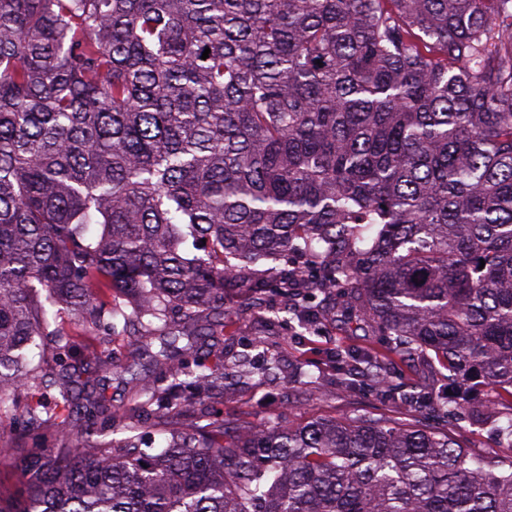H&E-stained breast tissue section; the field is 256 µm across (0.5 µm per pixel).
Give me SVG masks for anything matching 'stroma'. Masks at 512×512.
Returning <instances> with one entry per match:
<instances>
[{"label":"stroma","mask_w":512,"mask_h":512,"mask_svg":"<svg viewBox=\"0 0 512 512\" xmlns=\"http://www.w3.org/2000/svg\"><path fill=\"white\" fill-rule=\"evenodd\" d=\"M263 298L266 308L262 311L235 300L224 305L234 320L233 329L224 333V359L229 363L238 353H249L254 374L245 378L229 367L225 369L224 389L208 399V409L247 421L282 416L297 422L318 415L369 413L409 423L416 417L411 396L429 391L449 404H460V411L448 422V432L473 453L512 456V442L502 438L493 423L475 421L468 411L472 405H489L496 415L507 416L512 414L511 402L484 387L450 384L446 370L423 357L408 362L388 357L391 379L398 386L393 396L380 395L361 376L354 385H346L343 372L335 367L336 350L388 356L381 338L348 329L331 312L318 334L296 325L273 328L267 309L279 305L280 299L272 290L266 291ZM270 358L276 360L278 374L262 376L263 366Z\"/></svg>","instance_id":"1"}]
</instances>
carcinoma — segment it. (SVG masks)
Instances as JSON below:
<instances>
[{"instance_id":"1","label":"carcinoma","mask_w":512,"mask_h":512,"mask_svg":"<svg viewBox=\"0 0 512 512\" xmlns=\"http://www.w3.org/2000/svg\"><path fill=\"white\" fill-rule=\"evenodd\" d=\"M286 251L301 325L324 290L390 354L512 398V0H0V512H512V460L427 424L431 395L406 427L200 408L225 298ZM140 327L172 340L119 412L94 377L130 372L112 343ZM337 359L393 393L377 356ZM58 322L71 336L72 344L82 356H91L98 348V341L91 329H85L72 323L67 314H62Z\"/></svg>"}]
</instances>
